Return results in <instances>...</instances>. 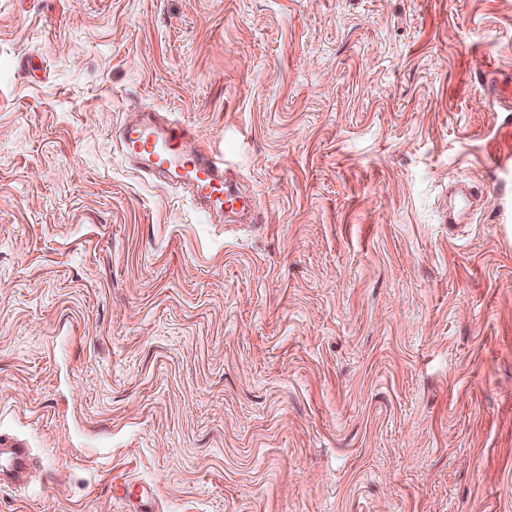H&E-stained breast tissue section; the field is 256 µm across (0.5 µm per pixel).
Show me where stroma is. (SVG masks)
Returning a JSON list of instances; mask_svg holds the SVG:
<instances>
[{
  "mask_svg": "<svg viewBox=\"0 0 512 512\" xmlns=\"http://www.w3.org/2000/svg\"><path fill=\"white\" fill-rule=\"evenodd\" d=\"M508 152L512 0H0V512H512ZM120 144L136 169L184 184L200 205L221 214L224 205L234 213L251 209L250 197L232 188L224 154L200 145L189 127L145 112L122 128ZM492 164L498 169L501 175L499 183L500 190V203L498 206V223L497 224H511L512 223V204L511 199L509 202L508 190L506 188L510 185V173L512 171V162L510 155H500L492 160ZM31 467V453L25 443L0 435V487L23 484Z\"/></svg>",
  "mask_w": 512,
  "mask_h": 512,
  "instance_id": "1",
  "label": "stroma"
}]
</instances>
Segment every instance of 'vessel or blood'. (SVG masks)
Masks as SVG:
<instances>
[{
    "label": "vessel or blood",
    "instance_id": "b4317fda",
    "mask_svg": "<svg viewBox=\"0 0 512 512\" xmlns=\"http://www.w3.org/2000/svg\"><path fill=\"white\" fill-rule=\"evenodd\" d=\"M120 144L136 169L185 185L195 201L211 210L244 212L251 207L249 197L233 189L223 154L200 145L189 127L145 112L123 127ZM31 467L25 443L0 435V487L23 484Z\"/></svg>",
    "mask_w": 512,
    "mask_h": 512
}]
</instances>
